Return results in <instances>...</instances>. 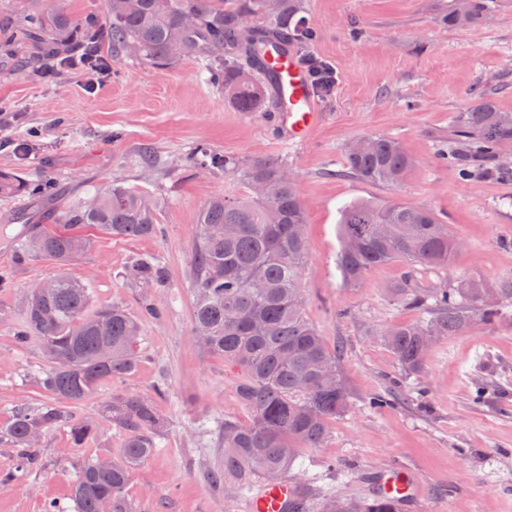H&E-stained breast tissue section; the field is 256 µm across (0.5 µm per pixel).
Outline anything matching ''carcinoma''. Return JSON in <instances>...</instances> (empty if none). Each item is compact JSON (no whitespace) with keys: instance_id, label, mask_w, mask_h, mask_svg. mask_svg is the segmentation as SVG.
<instances>
[{"instance_id":"carcinoma-1","label":"carcinoma","mask_w":512,"mask_h":512,"mask_svg":"<svg viewBox=\"0 0 512 512\" xmlns=\"http://www.w3.org/2000/svg\"><path fill=\"white\" fill-rule=\"evenodd\" d=\"M270 13L266 0H108V16L73 17L55 7L29 11L19 23L0 25V58L43 77L71 63L100 59L132 60L168 67L184 58L202 66L205 82L224 92L238 112H276L278 102L257 74L255 63L271 41L286 39L303 51L315 37L305 21L304 0H281ZM484 18L483 0H459L448 24L475 25ZM459 136L465 151L453 154L468 174L475 162L498 157L512 142V112L483 99L463 113ZM365 151L350 146L347 169L371 183L396 186L413 166L395 139L369 137ZM186 162L196 169L224 172L247 186L242 198L211 197L199 212L198 235L191 254L192 323L195 338L212 355L237 367L238 396L251 413L247 423L226 422L221 445L224 466L206 474L211 485L231 480L243 495L259 482H274L292 469L303 448H316L331 421L342 416L350 393L337 365L336 352L304 316L301 282L307 257L306 238L291 232L306 224L307 214L296 177L271 158L242 162L203 149ZM48 180L26 183L15 173H0V196L54 195ZM158 204L122 180L75 198L66 212L67 229L37 230L27 215L17 242L53 263L58 271L26 304L25 321L15 341L41 344L49 366L37 384L49 400L14 409L3 436L17 450L21 471L39 463L32 435L63 427L80 447L96 432L95 424L76 418L72 409L106 383L130 375L136 366L140 323L120 305L89 310L90 286L67 272L71 261L90 244L76 232L93 226L121 238H148L159 231ZM337 264L343 281L355 286L369 270L392 261L424 268L446 267L456 240L430 211L391 200L346 205L338 223ZM127 277L154 282L160 271L146 261ZM401 301L431 309L418 324L391 326L381 336L406 374L422 371L432 344L455 336L476 321L490 323L497 314L487 289L465 281L450 294L445 289L412 288L402 282L390 289ZM100 415L126 434L122 457L108 470L96 461L84 464L72 487L75 512H132L125 498L130 469L155 451L154 436L163 428L153 403L136 395L102 402ZM342 512H399L387 499L343 500Z\"/></svg>"}]
</instances>
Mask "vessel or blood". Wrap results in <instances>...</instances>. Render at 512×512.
<instances>
[{"label":"vessel or blood","mask_w":512,"mask_h":512,"mask_svg":"<svg viewBox=\"0 0 512 512\" xmlns=\"http://www.w3.org/2000/svg\"><path fill=\"white\" fill-rule=\"evenodd\" d=\"M262 77L268 81L281 103L274 116V131L283 141L300 143L325 120L320 112L308 74L294 49L281 45L266 55ZM382 496L393 500L399 512H407L416 495L415 483L405 471L393 473L379 488ZM294 489L284 482L265 483L249 498L246 512H288Z\"/></svg>","instance_id":"b4317fda"}]
</instances>
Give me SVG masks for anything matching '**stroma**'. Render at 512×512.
<instances>
[{
  "instance_id": "1",
  "label": "stroma",
  "mask_w": 512,
  "mask_h": 512,
  "mask_svg": "<svg viewBox=\"0 0 512 512\" xmlns=\"http://www.w3.org/2000/svg\"><path fill=\"white\" fill-rule=\"evenodd\" d=\"M316 37L313 56L331 64L336 81L317 100L325 122L300 144L276 139L270 112H239L203 81L191 58L169 68L114 63L96 91L64 72L46 78L0 66V171L36 181L51 178L59 196L30 202L0 197V428L19 405L45 401L36 384L47 360L39 344L15 347L28 289L54 274L50 262L14 248L8 216L28 211L44 225L62 223L69 200L120 179L161 201L160 233L115 237L93 227L90 248L69 266L92 286L93 307L125 306L141 319L135 372L112 382L75 410L98 419L99 432L74 446L66 429L40 440L39 469L0 484V512H44L53 502L71 512V489L83 465L120 459L123 431L99 420L102 401L121 394L150 400L166 422L153 456L133 469L125 496L134 512H244L232 482L215 488L205 470L223 464L218 438L203 439L201 421L251 418L236 387L239 371L206 353L193 335L190 262L202 206L214 195H242L234 176L183 165L200 147L243 160L272 158L297 178L307 207L308 255L302 271L304 314L335 348L350 390L343 416L320 447L305 449L308 472L284 480L308 484L314 498L366 496L369 480L399 468L422 495L411 512H512V297L496 296L497 319L438 340L419 377L405 376L380 330L422 320L423 310L394 300L404 279L422 288H457L475 281L497 288L512 280V143L498 161L508 173L455 161L462 112L480 98L512 111V0H485L476 26H449L456 0H305ZM384 135L414 160L397 187L350 174L346 147ZM150 153L152 165L140 164ZM396 199L432 211L461 243L448 267L412 268L392 262L347 286L337 267L342 208L359 200ZM142 259L164 278L155 285L126 277ZM147 307L156 316L144 315ZM383 405H373L375 397Z\"/></svg>"
}]
</instances>
